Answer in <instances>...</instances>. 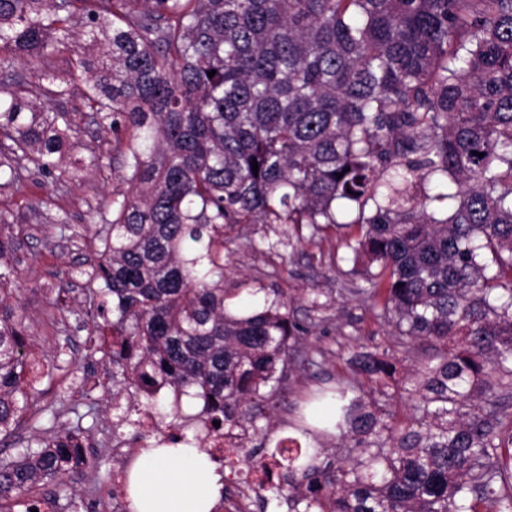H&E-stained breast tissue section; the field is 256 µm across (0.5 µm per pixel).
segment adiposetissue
Segmentation results:
<instances>
[{"instance_id":"ef3b65f1","label":"adipose tissue","mask_w":512,"mask_h":512,"mask_svg":"<svg viewBox=\"0 0 512 512\" xmlns=\"http://www.w3.org/2000/svg\"><path fill=\"white\" fill-rule=\"evenodd\" d=\"M223 490L214 463L186 445L142 452L128 471L133 512H213Z\"/></svg>"}]
</instances>
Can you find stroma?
<instances>
[{
	"label": "stroma",
	"instance_id": "1",
	"mask_svg": "<svg viewBox=\"0 0 512 512\" xmlns=\"http://www.w3.org/2000/svg\"><path fill=\"white\" fill-rule=\"evenodd\" d=\"M73 141L88 164L79 187L62 192L25 162L20 168V183L0 189V210L22 212L31 200L38 198L44 202L23 228L9 230L15 245L7 256L8 261L19 271L32 273L38 279L37 286H26L19 295L26 315L30 352L38 361L49 365L56 348L67 345L68 357L80 373L91 375L100 384L106 381L109 366L99 357L89 355L87 334L76 330L74 312L86 303L87 273L99 259L96 232L102 216L112 213V192L121 186L126 171L111 134L82 124ZM62 210L80 234L77 242L65 239L54 222ZM264 230V225L251 224L226 231V287H238L243 299L262 286L283 289L285 294L293 296L295 314L300 319L305 316L303 303L298 299L302 289H319L332 302L329 321L302 340L301 351L308 363L305 369L290 375L287 399L273 411V425L266 440L271 448L280 439L292 437L305 447L311 439L296 432L294 424L299 415L311 407L319 392L333 389L338 383L370 390L371 382L355 371L354 355L362 344L380 354L391 351V328L377 323L366 308L353 300L350 291L362 287L363 280L350 275L351 264L343 259L344 250L338 237L306 243L292 251L271 253L252 249L250 240L259 239ZM432 354L429 345H419L407 354L405 361L398 363L395 379L389 385L390 408L397 421H405L409 415L403 383L413 378ZM94 395L96 410L81 421L83 439L92 444L93 455L103 457L104 467L75 470L66 480L63 495L85 499L91 506L90 512H103L113 479L126 474L129 463L107 446L112 437L111 397L100 387Z\"/></svg>",
	"mask_w": 512,
	"mask_h": 512
}]
</instances>
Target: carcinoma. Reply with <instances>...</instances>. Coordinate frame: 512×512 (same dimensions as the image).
<instances>
[{
  "label": "carcinoma",
  "instance_id": "carcinoma-1",
  "mask_svg": "<svg viewBox=\"0 0 512 512\" xmlns=\"http://www.w3.org/2000/svg\"><path fill=\"white\" fill-rule=\"evenodd\" d=\"M75 27L94 53L47 68ZM21 64L28 77L0 88V188L22 158L79 183L84 159L63 152L79 120L112 131L129 170L99 231V288L76 312L112 386L149 379L157 415L169 387L202 402L207 431L250 437L328 304L305 289L307 324L277 288L233 304L224 227L268 225L270 251L341 230L358 302L402 352L436 353L403 388L401 425L386 403L396 356L361 346L377 387L339 385L301 415L350 454L244 444L246 467L280 464L256 499L512 512V0H0V74ZM75 93L86 111L46 109ZM18 280L0 263V434L29 430L0 458V512H31L22 497L88 463L82 427H56L79 404L47 399L27 360Z\"/></svg>",
  "mask_w": 512,
  "mask_h": 512
}]
</instances>
